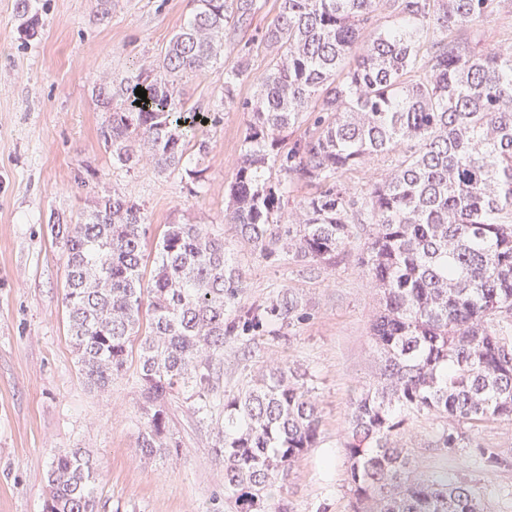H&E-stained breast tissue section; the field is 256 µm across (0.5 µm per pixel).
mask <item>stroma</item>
<instances>
[{"instance_id":"35a3bbf8","label":"stroma","mask_w":512,"mask_h":512,"mask_svg":"<svg viewBox=\"0 0 512 512\" xmlns=\"http://www.w3.org/2000/svg\"><path fill=\"white\" fill-rule=\"evenodd\" d=\"M29 3L39 18L31 36L21 31L17 0H0V512H43L53 456L75 449L97 465L99 512H224L216 432L188 403L177 399L170 409L178 455L147 457L138 447L145 424L137 355L102 391L79 374L66 326V256L50 219L77 221L112 191L145 214L147 260L157 257L163 225L204 224L240 267L244 302L284 290L302 298L307 317L285 335L225 346L217 386L236 393L276 365L307 372L322 433L294 465L284 495L291 512H349L348 406L376 365L368 330L378 295L358 262L365 226L329 264H273L245 248L224 221L248 121L237 108L203 128L210 152L200 177L158 171L147 157L132 168L113 163L100 136L109 114L96 90L135 65L158 62L191 0ZM239 49L238 36L229 35L216 64L183 78L186 107L212 109ZM432 427L425 418L412 427L417 472L448 470L474 486L487 512H512V423H487L462 448L428 447Z\"/></svg>"}]
</instances>
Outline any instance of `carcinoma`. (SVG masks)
I'll return each instance as SVG.
<instances>
[{
  "label": "carcinoma",
  "instance_id": "carcinoma-1",
  "mask_svg": "<svg viewBox=\"0 0 512 512\" xmlns=\"http://www.w3.org/2000/svg\"><path fill=\"white\" fill-rule=\"evenodd\" d=\"M502 0H279L259 39L269 56L255 76L243 152L224 215L271 262H325L369 226L360 254L379 288L370 327L375 380L350 404L343 442L352 512H483L480 495L448 473L411 466L410 425L437 420L433 448H462L490 420L512 422V45L474 43L467 31ZM255 0H194L159 63L98 88L111 119L101 135L124 167L149 150L160 170L208 153L193 141L209 113L185 108L178 84L217 62L223 38L251 26ZM249 41L224 73L236 102L250 75ZM147 101L136 105V89ZM305 127L286 144V132ZM393 155L385 178L362 190L344 175ZM314 189L287 211L288 192ZM149 225L139 205L105 193L76 224L51 231L66 253L68 331L84 381L105 389L125 372L142 311L141 410L146 456L180 448L170 400L194 412L224 409L217 427L228 512H287L278 497L316 447L322 419L313 389L276 367L221 396L224 346L275 338L306 315L286 290L242 302V273L224 240L197 224H166L143 282ZM95 463L53 457L44 512H97Z\"/></svg>",
  "mask_w": 512,
  "mask_h": 512
}]
</instances>
